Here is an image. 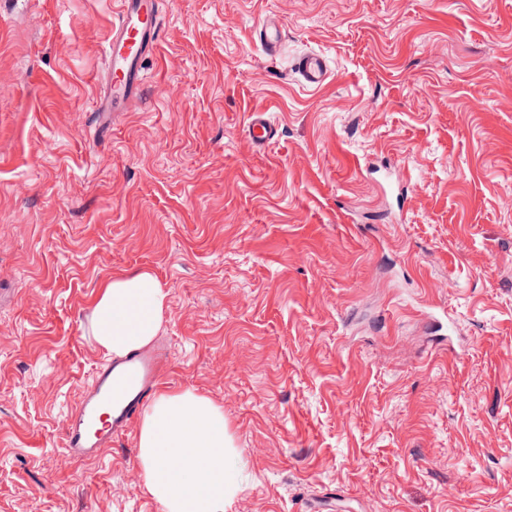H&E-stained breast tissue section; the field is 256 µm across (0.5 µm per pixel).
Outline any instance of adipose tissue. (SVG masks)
<instances>
[{
	"label": "adipose tissue",
	"instance_id": "1",
	"mask_svg": "<svg viewBox=\"0 0 512 512\" xmlns=\"http://www.w3.org/2000/svg\"><path fill=\"white\" fill-rule=\"evenodd\" d=\"M167 292L153 272L141 270L99 285L90 326L106 353L121 356L156 335ZM224 414L193 392L159 393L140 433V461L151 494L164 512H224L234 491Z\"/></svg>",
	"mask_w": 512,
	"mask_h": 512
}]
</instances>
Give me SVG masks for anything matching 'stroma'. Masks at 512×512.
<instances>
[{
	"instance_id": "35a3bbf8",
	"label": "stroma",
	"mask_w": 512,
	"mask_h": 512,
	"mask_svg": "<svg viewBox=\"0 0 512 512\" xmlns=\"http://www.w3.org/2000/svg\"><path fill=\"white\" fill-rule=\"evenodd\" d=\"M117 8L0 0V512H163L141 420L63 449L89 300L140 270L158 390L224 413V512H512V0H161L102 121ZM256 31L259 42L267 53L275 54L279 51L281 46V29L276 21L265 17L258 23ZM295 68L296 72L309 86L318 87L330 77L327 60L320 53L310 52L301 55L295 64ZM246 133L258 147H263L275 141L279 135L277 125L264 113H258L250 120Z\"/></svg>"
}]
</instances>
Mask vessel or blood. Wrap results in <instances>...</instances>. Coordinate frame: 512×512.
Instances as JSON below:
<instances>
[{"mask_svg":"<svg viewBox=\"0 0 512 512\" xmlns=\"http://www.w3.org/2000/svg\"><path fill=\"white\" fill-rule=\"evenodd\" d=\"M117 19L104 47L106 89L96 109L116 112L136 99L144 81L143 64L157 46L160 33L158 0H118ZM259 42L267 53H277L281 29L271 18L257 25ZM295 68L310 86L322 85L330 76L326 58L316 52L301 55ZM256 146L275 141L278 127L265 114H256L246 129ZM153 353L134 350L107 360L96 369L91 385L66 417L64 448L76 461L99 456L102 449L124 433L143 411L157 378Z\"/></svg>","mask_w":512,"mask_h":512,"instance_id":"1","label":"vessel or blood"}]
</instances>
